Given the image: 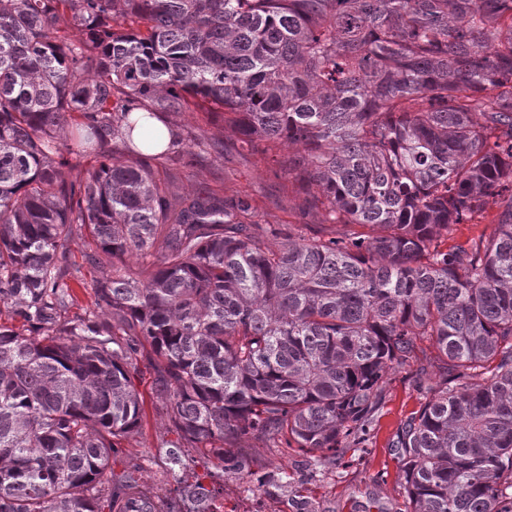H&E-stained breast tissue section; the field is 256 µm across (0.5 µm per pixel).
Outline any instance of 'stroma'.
I'll use <instances>...</instances> for the list:
<instances>
[{"mask_svg": "<svg viewBox=\"0 0 512 512\" xmlns=\"http://www.w3.org/2000/svg\"><path fill=\"white\" fill-rule=\"evenodd\" d=\"M235 141L234 133L225 132L223 154L205 156L194 169L172 168V177L189 190H212L229 198L247 199L272 243L278 242L279 231L288 225L317 223V215L300 209L287 177L275 174L259 154L236 148ZM441 372L435 347L429 340L419 341L416 360L390 376L368 452H348L343 466L318 476L313 472L312 455L255 449L257 468L270 473L271 479L261 491L253 492L245 481L225 478L224 512H300L306 500L311 502L313 512H405L401 451L394 448L393 440L400 425L422 402L418 377L433 383ZM153 379L148 361H140V434L113 458L114 472H122L135 458L163 456V443L173 438L167 430L162 401L153 390ZM281 471L288 473L289 483L277 480Z\"/></svg>", "mask_w": 512, "mask_h": 512, "instance_id": "obj_1", "label": "stroma"}]
</instances>
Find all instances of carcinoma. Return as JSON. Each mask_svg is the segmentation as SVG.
<instances>
[{
	"label": "carcinoma",
	"instance_id": "obj_1",
	"mask_svg": "<svg viewBox=\"0 0 512 512\" xmlns=\"http://www.w3.org/2000/svg\"><path fill=\"white\" fill-rule=\"evenodd\" d=\"M226 124L343 231L272 246L247 200L183 191ZM81 243L112 259L87 307ZM424 338L405 512H512V0H0V512H221L178 472L259 491L244 439L334 468ZM146 344L165 498L111 464ZM495 215L496 212L494 210L489 211L485 219L486 224H455L451 237L448 240V246L464 244L469 239L479 235L491 224Z\"/></svg>",
	"mask_w": 512,
	"mask_h": 512
}]
</instances>
